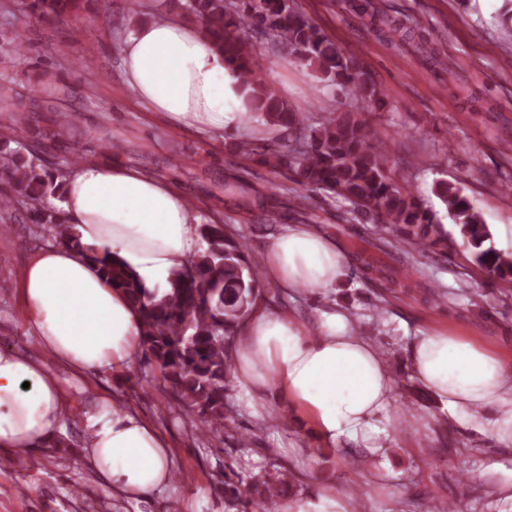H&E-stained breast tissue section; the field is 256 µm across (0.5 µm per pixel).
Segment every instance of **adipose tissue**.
<instances>
[{
    "label": "adipose tissue",
    "mask_w": 512,
    "mask_h": 512,
    "mask_svg": "<svg viewBox=\"0 0 512 512\" xmlns=\"http://www.w3.org/2000/svg\"><path fill=\"white\" fill-rule=\"evenodd\" d=\"M126 86L151 111L178 126L234 131L250 108L248 90L213 40L175 15L136 21L120 46ZM63 207L79 246L49 245L26 264L19 291L41 348L88 376L128 366L141 350L139 308L106 283L86 248L116 253L150 289L166 290L174 271L199 251V224L186 196L164 178L115 163L65 171ZM264 272L282 291L317 296L347 281L351 258L324 229L289 224L263 248ZM234 380L252 395L253 415L267 375L278 399L300 413L327 447L352 443L383 453L379 423L394 400V379L380 349L354 317L333 306L313 321L255 304L240 324ZM413 377L455 417L512 439V359L469 337L428 332L414 337ZM68 398L61 379L38 359L0 349V450L47 447L60 433ZM87 457L125 498L138 502L167 488L174 472L168 439L139 414L101 399L87 415Z\"/></svg>",
    "instance_id": "1"
}]
</instances>
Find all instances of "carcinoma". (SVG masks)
Here are the masks:
<instances>
[{"label": "carcinoma", "instance_id": "carcinoma-1", "mask_svg": "<svg viewBox=\"0 0 512 512\" xmlns=\"http://www.w3.org/2000/svg\"><path fill=\"white\" fill-rule=\"evenodd\" d=\"M187 20L198 24L214 40L224 60L234 66L244 85L251 88L252 106L245 118H258L291 136L279 145L271 140L245 143L242 153L274 173L291 169L294 181L328 191L352 203L357 211L371 214L376 233H395L415 249L448 251V236L436 214L425 208L406 188L389 177L386 156L376 152L367 139L366 127L352 114L328 117L311 130L302 118L265 83L263 59L246 39L248 30L264 33L274 45L311 68L316 76L341 91L372 105L383 101L360 64L295 5V0H176ZM76 0H32L33 11L45 20L68 14ZM403 39H412L418 23L404 24L374 15ZM41 111L39 99L16 102L11 141L23 127L26 114ZM0 172L15 187L13 197L0 195V223L28 216L34 224H46L53 240L79 245L73 225L42 202L62 189L57 177L0 146ZM435 194L464 239L475 247L487 232L481 215L461 195L460 187L441 180ZM199 234L206 247L189 266L174 274L171 288L163 295L150 290L110 251L91 253L103 277L112 287L128 294L143 313L142 345L178 398L197 415L196 430L203 434L224 433L225 382L234 371L229 348L234 328L255 304L260 284L259 256L226 233L222 224H201ZM476 261L500 277L512 276V255L490 250L476 253ZM296 486L288 468H272L247 479L239 476L224 482L228 506L242 512H276L278 502L293 495Z\"/></svg>", "mask_w": 512, "mask_h": 512}]
</instances>
